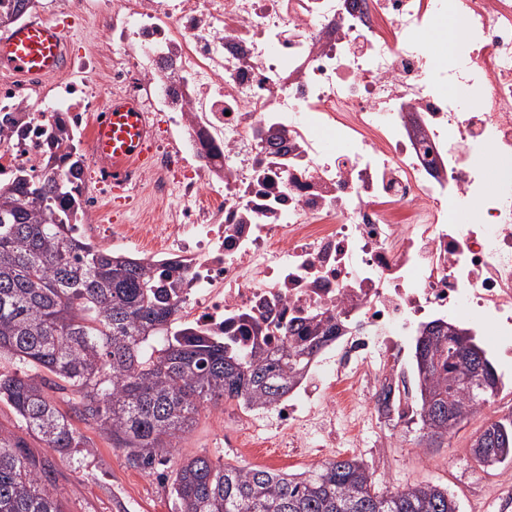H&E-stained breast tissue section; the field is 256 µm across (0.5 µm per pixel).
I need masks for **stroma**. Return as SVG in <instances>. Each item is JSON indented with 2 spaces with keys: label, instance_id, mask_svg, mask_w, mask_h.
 <instances>
[{
  "label": "stroma",
  "instance_id": "35a3bbf8",
  "mask_svg": "<svg viewBox=\"0 0 512 512\" xmlns=\"http://www.w3.org/2000/svg\"><path fill=\"white\" fill-rule=\"evenodd\" d=\"M234 407L231 401L201 407L192 431L180 440L176 457L184 460L206 455L230 463L261 467V460L236 448L228 439L230 425L224 416ZM492 418L488 410H480L441 447L425 449L421 446L423 430L420 421L385 425L366 415L362 418L359 447H350L344 433L340 432L335 443L318 451L295 449V462L289 470L293 473L308 470L310 456L314 453L328 460L357 457L369 463L377 487L394 491L430 483L447 488L456 498L460 512H499L491 493L496 475L478 472L470 454L473 435ZM1 427L24 440L30 455L52 462L47 482L60 500L63 512H177L168 480L169 467H160L158 473L150 476L130 468L123 454L92 428L85 426L81 429L91 453L83 465L77 467L42 447L36 437L19 426L11 407L3 402H0ZM391 434L401 438L402 447H380V438Z\"/></svg>",
  "mask_w": 512,
  "mask_h": 512
}]
</instances>
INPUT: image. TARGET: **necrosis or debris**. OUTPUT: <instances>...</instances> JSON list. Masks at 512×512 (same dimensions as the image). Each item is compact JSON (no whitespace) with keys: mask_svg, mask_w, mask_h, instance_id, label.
<instances>
[{"mask_svg":"<svg viewBox=\"0 0 512 512\" xmlns=\"http://www.w3.org/2000/svg\"><path fill=\"white\" fill-rule=\"evenodd\" d=\"M86 19L101 36L59 74L0 81V189L64 175L73 237L141 263L176 325L237 354L339 325L239 429L293 448L343 411L404 423V338L451 318L512 363V0H33L17 22ZM448 20L463 58L426 43ZM106 89L151 142L118 184L94 150ZM134 198L143 223H105Z\"/></svg>","mask_w":512,"mask_h":512,"instance_id":"necrosis-or-debris-1","label":"necrosis or debris"}]
</instances>
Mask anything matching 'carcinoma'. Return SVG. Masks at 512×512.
<instances>
[{
    "label": "carcinoma",
    "mask_w": 512,
    "mask_h": 512,
    "mask_svg": "<svg viewBox=\"0 0 512 512\" xmlns=\"http://www.w3.org/2000/svg\"><path fill=\"white\" fill-rule=\"evenodd\" d=\"M28 0H9L6 27ZM69 186L58 174L17 179L0 191V355L25 374L0 372V401L44 447L80 464L90 454L80 422L146 474L171 461L200 404L246 400L271 405L333 327L305 329L308 343L242 357L224 341L169 332L171 306L148 270L68 235ZM420 400H429L430 444H442L495 395L488 358L476 363L460 333L434 324L415 345ZM68 393L61 411L47 377ZM0 428V512H62L45 483L49 459L21 451ZM476 465L512 462V417L491 421L471 440ZM171 490L178 512H459L433 484L390 491L376 486L362 459L336 458L302 473H274L204 455L179 463Z\"/></svg>",
    "instance_id": "carcinoma-1"
}]
</instances>
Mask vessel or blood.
I'll use <instances>...</instances> for the list:
<instances>
[{
	"label": "vessel or blood",
	"mask_w": 512,
	"mask_h": 512,
	"mask_svg": "<svg viewBox=\"0 0 512 512\" xmlns=\"http://www.w3.org/2000/svg\"><path fill=\"white\" fill-rule=\"evenodd\" d=\"M65 33L49 22L23 26L0 37V70L17 75L50 74L61 61ZM109 118L96 136L95 151L111 161L113 179H121L123 159L145 157L146 131L137 105L115 97L108 102Z\"/></svg>",
	"instance_id": "b4317fda"
}]
</instances>
